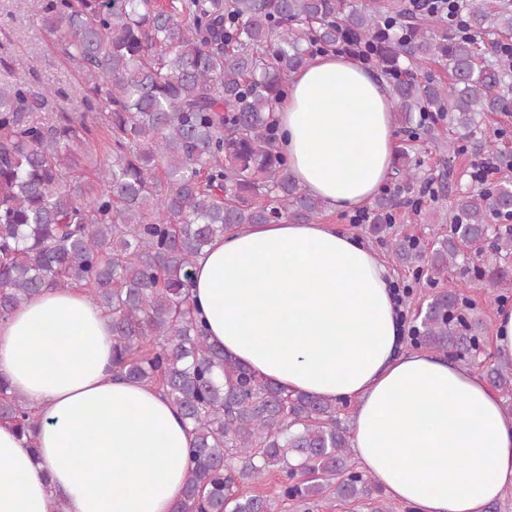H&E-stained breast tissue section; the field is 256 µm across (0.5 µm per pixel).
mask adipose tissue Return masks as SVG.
<instances>
[{"label":"adipose tissue","instance_id":"obj_1","mask_svg":"<svg viewBox=\"0 0 512 512\" xmlns=\"http://www.w3.org/2000/svg\"><path fill=\"white\" fill-rule=\"evenodd\" d=\"M387 85L321 54L276 105L289 170L333 212L375 198L399 147ZM209 343L285 391L352 398V448L391 498L418 512H485L512 488V419L471 368L402 343L392 279L331 224H249L191 269ZM112 318L79 288L0 319V381L36 430L0 423V512H172L189 427L153 387L120 377Z\"/></svg>","mask_w":512,"mask_h":512}]
</instances>
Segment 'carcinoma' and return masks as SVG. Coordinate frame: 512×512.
<instances>
[{"label":"carcinoma","instance_id":"1","mask_svg":"<svg viewBox=\"0 0 512 512\" xmlns=\"http://www.w3.org/2000/svg\"><path fill=\"white\" fill-rule=\"evenodd\" d=\"M475 36L437 35L431 17L384 12L376 0H41L46 34L83 83L81 112L62 93L18 77L0 83V318L47 289L78 287L112 316L114 364L166 395L192 427L183 497L174 512H306L361 502L387 512L373 479L350 458L351 428L336 403L284 393L208 343L189 285L195 258L245 224L309 222L323 202L292 177L278 148L275 105L322 50L367 44L409 138L448 121L473 136L484 115L512 106V55L488 58L481 36L512 38V6L491 15L463 0ZM448 70L445 83L423 71ZM398 150L403 181L376 197L369 231L412 207L433 177ZM99 154L93 166L82 160ZM512 181L478 183L452 204L448 235L423 249L392 237L390 255L442 278L479 260L478 279L512 286ZM415 343L458 359L480 356L483 322L461 296L439 292L416 312ZM512 393V360L486 366ZM0 421L37 417L0 382ZM278 471L270 494H240Z\"/></svg>","mask_w":512,"mask_h":512}]
</instances>
